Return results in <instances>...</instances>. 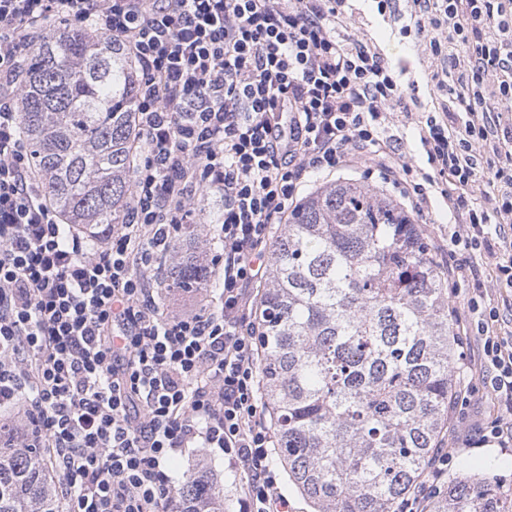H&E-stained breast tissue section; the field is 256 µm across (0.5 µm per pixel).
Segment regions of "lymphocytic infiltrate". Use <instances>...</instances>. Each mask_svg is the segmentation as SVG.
<instances>
[{
    "label": "lymphocytic infiltrate",
    "instance_id": "obj_1",
    "mask_svg": "<svg viewBox=\"0 0 512 512\" xmlns=\"http://www.w3.org/2000/svg\"><path fill=\"white\" fill-rule=\"evenodd\" d=\"M345 0H0V411L24 406L29 442L52 451L67 512H168L166 460L185 448L230 454L242 512H288L260 399L252 286L274 225L304 183L359 165L416 214L431 194L460 215L457 275L494 260L512 289V0H411L419 40L456 98L420 124L430 166L395 155L386 131L402 101L394 69L354 29ZM92 29L137 71L141 142L128 220L96 239L65 227L35 179L21 131L24 58L48 25ZM499 165L485 179L481 159ZM492 186L485 205L462 190ZM224 216L221 307L160 310L150 275L199 201ZM477 286L466 307L483 342L499 416L475 446L512 441V332Z\"/></svg>",
    "mask_w": 512,
    "mask_h": 512
}]
</instances>
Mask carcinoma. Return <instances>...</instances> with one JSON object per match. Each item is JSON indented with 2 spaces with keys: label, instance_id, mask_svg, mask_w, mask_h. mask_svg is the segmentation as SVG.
Wrapping results in <instances>:
<instances>
[{
  "label": "carcinoma",
  "instance_id": "1",
  "mask_svg": "<svg viewBox=\"0 0 512 512\" xmlns=\"http://www.w3.org/2000/svg\"><path fill=\"white\" fill-rule=\"evenodd\" d=\"M24 67L22 132L49 204L91 237L126 223L140 144L133 61L110 38L52 27ZM206 241L201 225L193 251L174 243L167 288L218 287L199 260ZM256 328L288 484L314 512H399L431 478L461 385L448 280L424 227L379 187L319 185L274 232ZM19 423L0 421V512H59L46 449L5 444ZM499 467L462 463L424 512H512ZM170 510L224 512V489L201 469Z\"/></svg>",
  "mask_w": 512,
  "mask_h": 512
}]
</instances>
